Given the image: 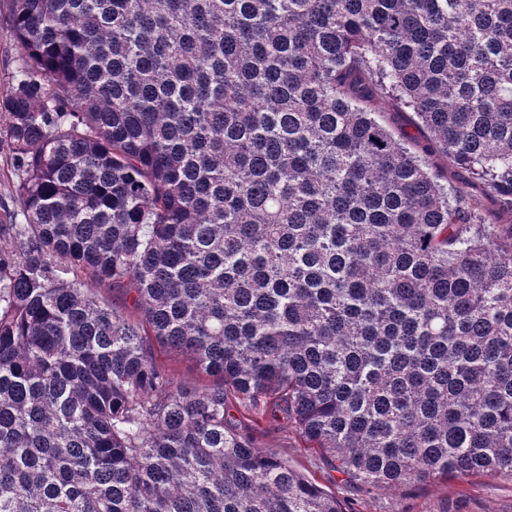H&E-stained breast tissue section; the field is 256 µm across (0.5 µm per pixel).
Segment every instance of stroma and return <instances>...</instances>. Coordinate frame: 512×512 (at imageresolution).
I'll return each mask as SVG.
<instances>
[{
	"label": "stroma",
	"instance_id": "stroma-1",
	"mask_svg": "<svg viewBox=\"0 0 512 512\" xmlns=\"http://www.w3.org/2000/svg\"><path fill=\"white\" fill-rule=\"evenodd\" d=\"M376 109L394 132L406 131L416 147L429 143L428 133L395 99L380 98ZM257 445L265 453L288 459L291 466L341 500L346 512H512V481L491 475L439 479L409 491L376 490L348 482L330 468L287 420L262 422Z\"/></svg>",
	"mask_w": 512,
	"mask_h": 512
}]
</instances>
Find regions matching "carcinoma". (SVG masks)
I'll use <instances>...</instances> for the list:
<instances>
[{
  "mask_svg": "<svg viewBox=\"0 0 512 512\" xmlns=\"http://www.w3.org/2000/svg\"><path fill=\"white\" fill-rule=\"evenodd\" d=\"M4 8L0 512H344L269 407L360 485L512 480V0ZM16 56V44L9 33L4 12L0 15V90L8 85ZM376 111L381 112L383 119L395 133L409 132L413 136L416 149L419 150L429 143V135L418 126L415 115L403 108L397 100L391 97L380 98L376 103ZM433 168L442 174V182H448L449 185L459 186L466 182V176L463 172L448 165L446 159L438 153L429 156ZM161 357L179 381L187 382L197 387H204L212 382L211 378L202 374L197 369L195 363L184 355L166 351L161 354Z\"/></svg>",
  "mask_w": 512,
  "mask_h": 512,
  "instance_id": "obj_1",
  "label": "carcinoma"
}]
</instances>
